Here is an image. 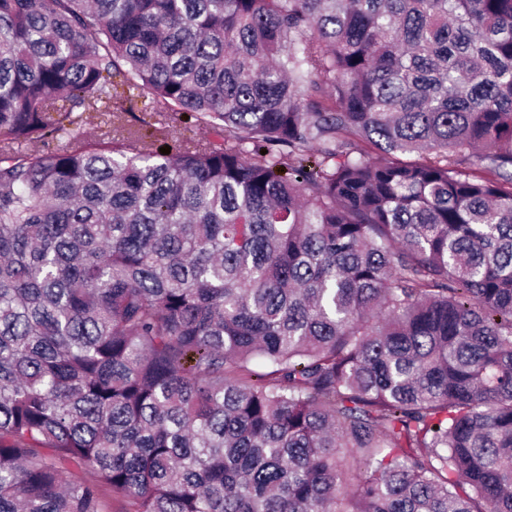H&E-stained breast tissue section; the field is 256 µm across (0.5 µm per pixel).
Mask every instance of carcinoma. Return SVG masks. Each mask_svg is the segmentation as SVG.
<instances>
[{
  "instance_id": "1",
  "label": "carcinoma",
  "mask_w": 512,
  "mask_h": 512,
  "mask_svg": "<svg viewBox=\"0 0 512 512\" xmlns=\"http://www.w3.org/2000/svg\"><path fill=\"white\" fill-rule=\"evenodd\" d=\"M105 489L512 512V0H0V512ZM133 116V117H132ZM133 124V129L139 136V145L145 150H153L159 146L193 147L209 140L210 133L204 127L198 126L188 115H181L167 124L157 123V117H150L149 112H133L127 115ZM142 119H145L142 122ZM82 119L88 142L108 141L112 137V125L108 121V116L97 112H85Z\"/></svg>"
}]
</instances>
